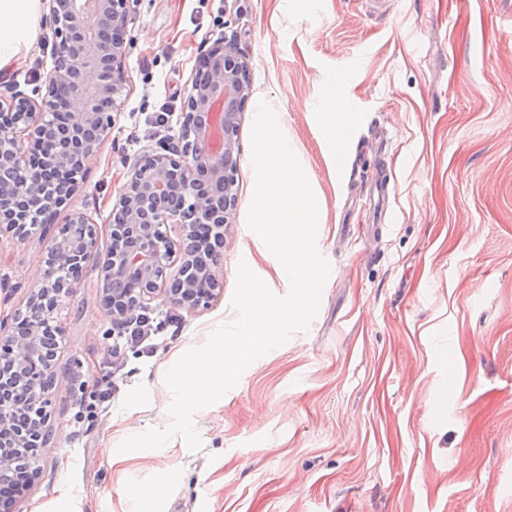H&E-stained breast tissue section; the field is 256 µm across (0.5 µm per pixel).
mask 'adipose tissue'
<instances>
[{
    "instance_id": "obj_1",
    "label": "adipose tissue",
    "mask_w": 512,
    "mask_h": 512,
    "mask_svg": "<svg viewBox=\"0 0 512 512\" xmlns=\"http://www.w3.org/2000/svg\"><path fill=\"white\" fill-rule=\"evenodd\" d=\"M40 0H0V73L9 72L13 62L31 48ZM346 87L330 84L318 113L321 144L325 156L339 161L349 139V124L343 113Z\"/></svg>"
}]
</instances>
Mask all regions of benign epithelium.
<instances>
[{"mask_svg": "<svg viewBox=\"0 0 512 512\" xmlns=\"http://www.w3.org/2000/svg\"><path fill=\"white\" fill-rule=\"evenodd\" d=\"M135 0H48L56 64L45 94L18 89L0 96V233L24 239L52 229L45 265L67 271L36 275L26 313L0 317V512L42 474L50 442L48 393L63 330L54 313L73 290L81 263L98 247V225L74 213L54 227L57 211L80 187L86 160L108 138L126 84L125 35ZM248 64L234 43L217 40L195 70L172 152L141 157L118 192L101 264L100 301L117 325L161 300L196 310L215 298L221 245L198 258L203 224L228 228L238 196L239 120L249 97ZM182 228L181 241L170 225Z\"/></svg>", "mask_w": 512, "mask_h": 512, "instance_id": "1", "label": "benign epithelium"}]
</instances>
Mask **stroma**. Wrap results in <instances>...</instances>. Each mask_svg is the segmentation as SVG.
Instances as JSON below:
<instances>
[{"label": "stroma", "mask_w": 512, "mask_h": 512, "mask_svg": "<svg viewBox=\"0 0 512 512\" xmlns=\"http://www.w3.org/2000/svg\"><path fill=\"white\" fill-rule=\"evenodd\" d=\"M48 12L41 0L35 41L1 92H44L55 67ZM126 37L122 107L56 223L85 213L106 249L128 160L176 141L193 73L225 38L249 62L252 99L285 109L325 201L317 249L332 271L309 329L195 414L199 449L176 436L113 462L128 423L169 424L170 364L235 319L240 259L274 294L289 291L246 224L251 99L219 295L194 312L154 302L175 333L126 350L111 402L88 424L79 405L111 369L115 327L98 263H85L56 313L53 439L17 512H512V0H314L306 13L288 0H136ZM340 76L352 131L334 165L313 113ZM50 244L38 229L0 235V315L25 312ZM162 469L174 475L162 500L123 496Z\"/></svg>", "instance_id": "35a3bbf8"}]
</instances>
